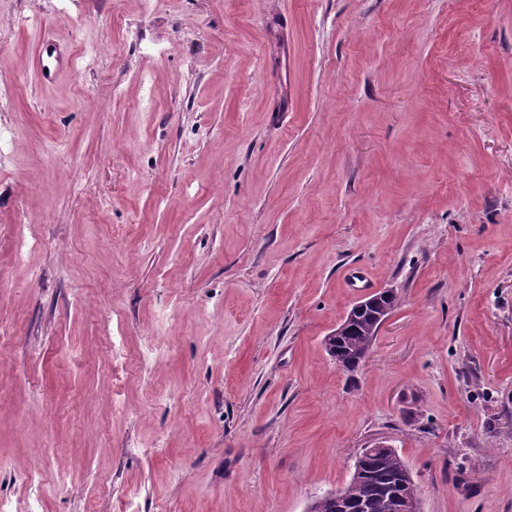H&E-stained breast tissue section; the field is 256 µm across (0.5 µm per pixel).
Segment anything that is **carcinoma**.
<instances>
[{
    "instance_id": "1",
    "label": "carcinoma",
    "mask_w": 512,
    "mask_h": 512,
    "mask_svg": "<svg viewBox=\"0 0 512 512\" xmlns=\"http://www.w3.org/2000/svg\"><path fill=\"white\" fill-rule=\"evenodd\" d=\"M375 339L371 318L363 317L329 355L343 362L347 371L358 368V351L370 350ZM411 472L395 449H378L354 464L349 483L341 490L314 500L311 512H347L349 504L366 501L369 512H401V499L413 484Z\"/></svg>"
}]
</instances>
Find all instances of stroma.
<instances>
[{
    "instance_id": "1",
    "label": "stroma",
    "mask_w": 512,
    "mask_h": 512,
    "mask_svg": "<svg viewBox=\"0 0 512 512\" xmlns=\"http://www.w3.org/2000/svg\"><path fill=\"white\" fill-rule=\"evenodd\" d=\"M2 94L0 512H307L379 441L512 512V0H0ZM378 297V294L370 295L363 298L355 305L353 311H350L344 316L341 323L336 327V330L329 336H343L347 331L354 325L355 322L359 321L360 318L355 313H360L362 309H367L368 305L373 304ZM371 318L366 314L363 317V321L357 324L348 335L343 336L340 343L331 342V346L334 347L332 351L327 348L328 354L338 361H342L347 371L351 372L358 368L357 357L359 354L356 350H367L369 351L372 343L376 336L372 330ZM329 336L326 337L328 340Z\"/></svg>"
}]
</instances>
